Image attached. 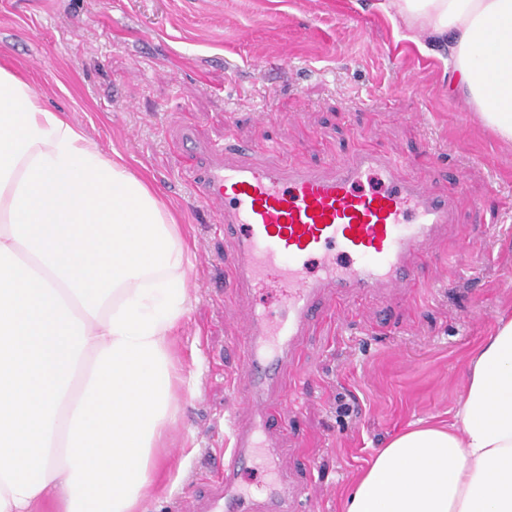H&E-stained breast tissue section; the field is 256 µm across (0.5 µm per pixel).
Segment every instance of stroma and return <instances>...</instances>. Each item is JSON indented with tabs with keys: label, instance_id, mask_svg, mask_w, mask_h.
Listing matches in <instances>:
<instances>
[{
	"label": "stroma",
	"instance_id": "obj_1",
	"mask_svg": "<svg viewBox=\"0 0 512 512\" xmlns=\"http://www.w3.org/2000/svg\"><path fill=\"white\" fill-rule=\"evenodd\" d=\"M374 2L0 0V65L105 153L145 170L195 244L175 345L193 384L175 392L150 512H172L176 496L215 476L240 374L228 246L216 213L191 200L179 122L204 142L248 141L260 158L277 147L282 161L315 165L377 148L410 158L440 189L467 177L415 294L394 298L384 318L370 302L343 321L320 317L299 358L304 382L285 384L294 409L280 466L313 512H342L395 434L451 419L469 353L512 306V148L449 93L445 54L399 39Z\"/></svg>",
	"mask_w": 512,
	"mask_h": 512
}]
</instances>
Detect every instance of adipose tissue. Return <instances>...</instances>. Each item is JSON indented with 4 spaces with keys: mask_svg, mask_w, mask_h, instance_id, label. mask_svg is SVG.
I'll return each instance as SVG.
<instances>
[{
    "mask_svg": "<svg viewBox=\"0 0 512 512\" xmlns=\"http://www.w3.org/2000/svg\"><path fill=\"white\" fill-rule=\"evenodd\" d=\"M393 24L441 45L454 89L512 145V0H377ZM0 246L32 258L84 324L86 344L53 423L45 485L0 512H149L157 451L185 376L173 353L192 245L170 203L106 155L23 77L0 66ZM345 512H512V313L468 358L447 424L392 437Z\"/></svg>",
    "mask_w": 512,
    "mask_h": 512,
    "instance_id": "ef3b65f1",
    "label": "adipose tissue"
}]
</instances>
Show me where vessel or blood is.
<instances>
[{"mask_svg": "<svg viewBox=\"0 0 512 512\" xmlns=\"http://www.w3.org/2000/svg\"><path fill=\"white\" fill-rule=\"evenodd\" d=\"M178 141L192 162L195 199L216 210L231 245L232 288L253 297L276 287L280 308L244 309L243 377L232 388L223 475L179 499L174 512H300L283 474L251 492L241 483L257 449L277 461L291 412L280 399L283 381L297 370L322 296L335 292L331 314L340 319L349 304L414 291L455 222L454 199L413 173L410 161L374 151L311 168L256 162L246 144L201 143L185 123Z\"/></svg>", "mask_w": 512, "mask_h": 512, "instance_id": "vessel-or-blood-1", "label": "vessel or blood"}]
</instances>
